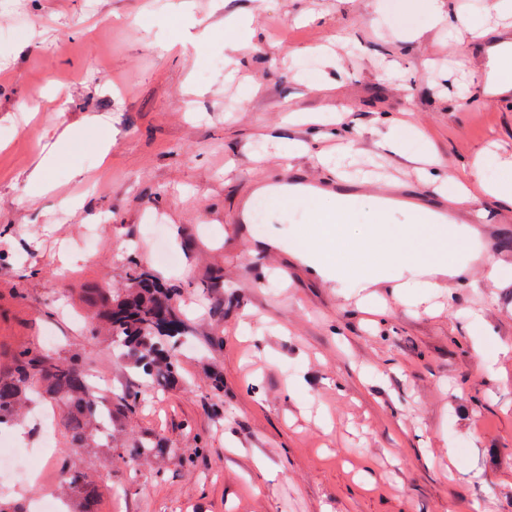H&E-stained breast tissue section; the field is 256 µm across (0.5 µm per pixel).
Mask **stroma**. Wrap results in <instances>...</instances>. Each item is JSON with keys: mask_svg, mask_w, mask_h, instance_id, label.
<instances>
[{"mask_svg": "<svg viewBox=\"0 0 512 512\" xmlns=\"http://www.w3.org/2000/svg\"><path fill=\"white\" fill-rule=\"evenodd\" d=\"M442 2L443 28L421 0H14L0 373L17 350L77 353L113 392L138 390L111 447L77 462L96 512H512V205L482 199L473 223L416 162L431 149L448 176L479 159L485 180L512 178V91L478 85L512 14ZM464 18L489 35L449 56ZM400 118L419 134L399 156L385 140ZM333 179L354 235L375 195L454 212L472 227L465 272L428 294L329 283L297 255L311 208L271 196L263 223L241 219L261 184ZM141 270L177 290L190 326L164 390L84 319L89 292ZM141 439L164 454L131 455ZM68 443L57 430L41 483L0 495L61 494Z\"/></svg>", "mask_w": 512, "mask_h": 512, "instance_id": "stroma-1", "label": "stroma"}]
</instances>
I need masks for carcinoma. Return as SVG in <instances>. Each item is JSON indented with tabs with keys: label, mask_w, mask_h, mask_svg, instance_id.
Instances as JSON below:
<instances>
[{
	"label": "carcinoma",
	"mask_w": 512,
	"mask_h": 512,
	"mask_svg": "<svg viewBox=\"0 0 512 512\" xmlns=\"http://www.w3.org/2000/svg\"><path fill=\"white\" fill-rule=\"evenodd\" d=\"M94 325L104 327L128 365L154 385L168 387L179 376L177 343L187 334L176 308L175 293L153 276L141 273L120 292L94 290L88 300ZM59 403L61 423L69 435V459L60 465L61 485L90 502L96 489L86 482L72 459L91 445L104 423H112V402L91 389L88 365L79 358L61 360L31 350L13 354L12 367L0 374V424H15L29 395Z\"/></svg>",
	"instance_id": "cac0c4a2"
}]
</instances>
